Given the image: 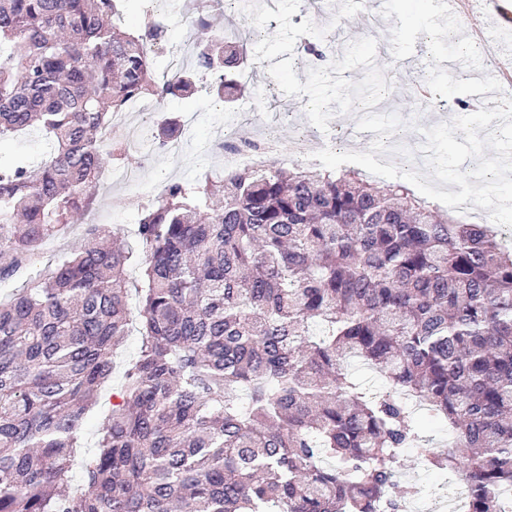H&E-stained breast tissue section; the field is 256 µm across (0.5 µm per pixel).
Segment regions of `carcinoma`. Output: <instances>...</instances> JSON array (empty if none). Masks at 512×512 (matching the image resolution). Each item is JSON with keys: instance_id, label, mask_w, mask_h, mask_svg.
Wrapping results in <instances>:
<instances>
[{"instance_id": "carcinoma-1", "label": "carcinoma", "mask_w": 512, "mask_h": 512, "mask_svg": "<svg viewBox=\"0 0 512 512\" xmlns=\"http://www.w3.org/2000/svg\"><path fill=\"white\" fill-rule=\"evenodd\" d=\"M116 0H0V136L36 128L43 163L0 166V282L81 222L112 117L246 93L245 31L161 79L157 19ZM172 182L139 202L138 354L73 485L74 448L129 324L132 252L87 246L0 302V512H406L404 451L512 512V249L403 184L276 162ZM358 361L382 379L362 383ZM424 410L452 430L420 433ZM119 16L112 18L117 29L127 33H137L144 27L146 11L149 3L145 0H120L118 2Z\"/></svg>"}]
</instances>
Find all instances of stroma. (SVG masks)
Instances as JSON below:
<instances>
[{
    "instance_id": "35a3bbf8",
    "label": "stroma",
    "mask_w": 512,
    "mask_h": 512,
    "mask_svg": "<svg viewBox=\"0 0 512 512\" xmlns=\"http://www.w3.org/2000/svg\"><path fill=\"white\" fill-rule=\"evenodd\" d=\"M256 23L265 35L250 38L247 51L257 65L253 89L263 95L259 109L251 111L237 102L230 109L211 111L213 93L209 81L203 80L193 96L170 98L164 111L129 114L126 125L112 129V142L123 152L104 166L83 223L43 250L40 270L50 271L83 249L90 224L120 232L129 248H136L134 229L141 215L128 187L112 180L113 169L135 170L144 185L156 188L173 181L191 182L207 172L222 174L224 158L213 144L228 125L255 139L271 129L281 132L280 160L290 167L309 168L305 143L309 134H333L342 137L343 150L369 151L365 134L356 129L358 103L362 95H373L371 78L381 73L390 74L392 83L386 97L377 102L379 111L403 119L397 142L412 150L423 145V129L451 118L438 108L416 110V90L425 87L445 100H465L475 111L483 105L474 93L475 85L489 87L498 80L487 71L486 60H506L500 37L472 39L464 26L439 18L435 0H368L360 13L349 0H269L257 8ZM313 38L320 40L327 56L335 57V64L317 65L304 58L301 46ZM167 121L184 126L175 154L158 148L154 138ZM49 152L48 141L37 131L0 140L4 165H36ZM139 344V319L134 316L114 359L112 377L84 419L78 458L95 452L112 395L123 383L124 365L137 355ZM453 482L448 473L424 471L416 451H406L400 483L420 489L414 512H433L436 491Z\"/></svg>"
}]
</instances>
